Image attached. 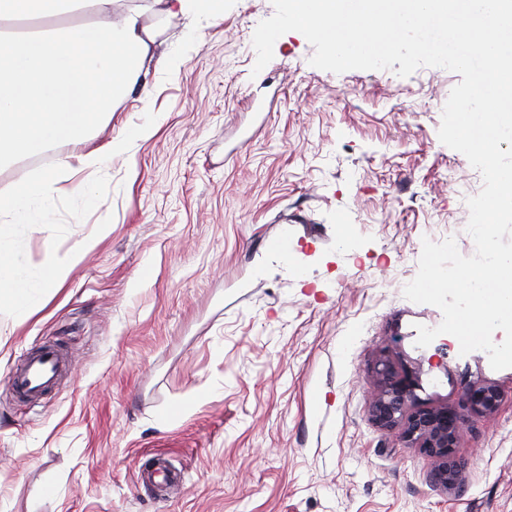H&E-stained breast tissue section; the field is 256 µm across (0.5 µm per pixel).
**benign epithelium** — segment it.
Returning a JSON list of instances; mask_svg holds the SVG:
<instances>
[{"label":"benign epithelium","instance_id":"7a95c632","mask_svg":"<svg viewBox=\"0 0 512 512\" xmlns=\"http://www.w3.org/2000/svg\"><path fill=\"white\" fill-rule=\"evenodd\" d=\"M503 398L492 384L471 385L463 390L461 404L472 415L485 417L497 411ZM369 415L378 427L395 434L402 447L418 448L431 458L435 486L448 492L463 484L465 462L456 458V448L466 420L459 408L418 403L409 375L396 372L384 359L376 371Z\"/></svg>","mask_w":512,"mask_h":512}]
</instances>
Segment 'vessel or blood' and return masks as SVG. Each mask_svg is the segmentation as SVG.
<instances>
[{"instance_id":"obj_1","label":"vessel or blood","mask_w":512,"mask_h":512,"mask_svg":"<svg viewBox=\"0 0 512 512\" xmlns=\"http://www.w3.org/2000/svg\"><path fill=\"white\" fill-rule=\"evenodd\" d=\"M67 366L59 345L43 344L31 349L22 366L9 372L8 378L20 397L39 399L49 392Z\"/></svg>"}]
</instances>
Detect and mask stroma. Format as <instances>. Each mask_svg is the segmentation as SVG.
I'll return each mask as SVG.
<instances>
[{"instance_id":"stroma-1","label":"stroma","mask_w":512,"mask_h":512,"mask_svg":"<svg viewBox=\"0 0 512 512\" xmlns=\"http://www.w3.org/2000/svg\"><path fill=\"white\" fill-rule=\"evenodd\" d=\"M223 4L161 23L148 96L88 142L0 162L6 195L131 138L83 195L59 182L30 223L0 226L18 267L66 269L34 308L0 312V512H512V368L446 337L417 346L442 313L403 295L423 239L475 252L482 176L438 137L460 75L324 71L294 31L257 73L272 0ZM283 232L286 259L264 246ZM46 342L72 373L34 406L6 373ZM383 354L429 405L504 392L461 433L459 492L370 421ZM158 456L173 491L143 477ZM100 163V155L95 151H91L87 154H64L58 158L56 167L58 173L64 172L76 174L78 172L86 171ZM503 398L502 391L495 385H471L463 390L461 404L472 415L485 417L497 411Z\"/></svg>"}]
</instances>
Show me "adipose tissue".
I'll list each match as a JSON object with an SVG mask.
<instances>
[{
  "label": "adipose tissue",
  "mask_w": 512,
  "mask_h": 512,
  "mask_svg": "<svg viewBox=\"0 0 512 512\" xmlns=\"http://www.w3.org/2000/svg\"><path fill=\"white\" fill-rule=\"evenodd\" d=\"M76 3L88 9L90 24L66 19ZM189 11L219 16L221 0H150L144 9L121 0H0V155L82 142L123 96L146 85L159 35L147 15ZM51 184L44 176L18 184L0 197V218L28 223L31 203L48 199ZM4 267L13 275L0 289V311L29 308L64 275L52 263L32 274L15 268L0 245Z\"/></svg>",
  "instance_id": "1"
}]
</instances>
